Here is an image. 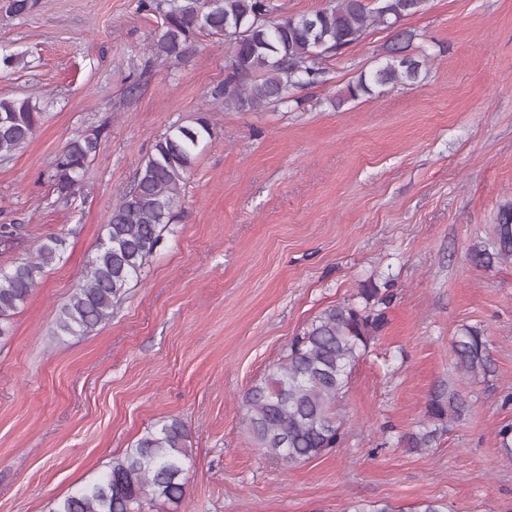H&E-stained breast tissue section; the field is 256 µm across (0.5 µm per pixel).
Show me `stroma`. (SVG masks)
Listing matches in <instances>:
<instances>
[{
    "label": "stroma",
    "mask_w": 512,
    "mask_h": 512,
    "mask_svg": "<svg viewBox=\"0 0 512 512\" xmlns=\"http://www.w3.org/2000/svg\"><path fill=\"white\" fill-rule=\"evenodd\" d=\"M419 83L334 108L385 63L395 35L367 28L326 59L319 83L290 90L301 108L240 112L208 105L231 65L227 42L195 33L181 60L159 54L163 19L138 0H40L0 10V98L33 96L32 139L0 162V268L36 242L65 238L0 338V512H49L97 480L163 418L188 430L180 502L144 512H356L425 501L447 512H512V462L497 429L512 423V260L477 265L501 205L512 202V0H429L405 18ZM208 109L205 139L174 221L112 318L92 335H55L106 217L155 141ZM101 130L99 151L69 196L56 159ZM391 297L388 323L351 372L335 452L293 469L265 457L242 397L325 308ZM484 330L493 372L453 367L462 326ZM467 403L431 448L407 451L431 392Z\"/></svg>",
    "instance_id": "stroma-1"
}]
</instances>
